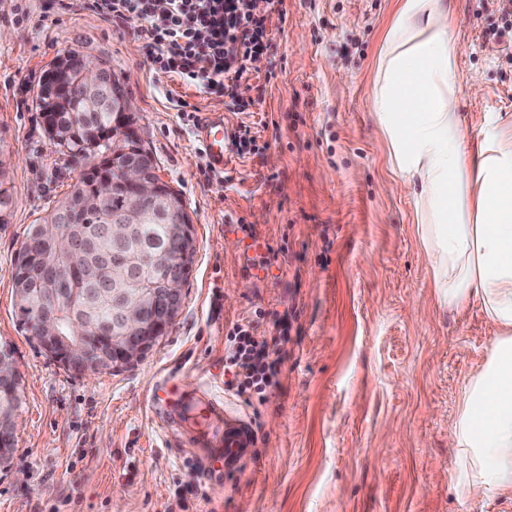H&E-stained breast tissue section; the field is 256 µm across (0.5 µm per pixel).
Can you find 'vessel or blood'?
Here are the masks:
<instances>
[{"instance_id":"vessel-or-blood-1","label":"vessel or blood","mask_w":512,"mask_h":512,"mask_svg":"<svg viewBox=\"0 0 512 512\" xmlns=\"http://www.w3.org/2000/svg\"><path fill=\"white\" fill-rule=\"evenodd\" d=\"M199 132L205 142L207 160L217 169L224 166V138L226 129L220 114L210 113L200 124ZM198 393L203 400L199 410L202 431L198 442L211 448L212 456L205 462L206 474L244 462L254 443V433L245 422L228 417L224 400L216 395L211 381L202 382ZM186 395L177 384L166 381L156 387L152 405L161 429L169 435L182 432V409Z\"/></svg>"}]
</instances>
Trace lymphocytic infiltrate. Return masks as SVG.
Here are the masks:
<instances>
[{
	"mask_svg": "<svg viewBox=\"0 0 512 512\" xmlns=\"http://www.w3.org/2000/svg\"><path fill=\"white\" fill-rule=\"evenodd\" d=\"M104 20L132 24L152 65L239 107L237 83L268 49L265 21L275 0H85ZM280 358L252 326L235 325L225 342L224 370L237 396L264 395Z\"/></svg>",
	"mask_w": 512,
	"mask_h": 512,
	"instance_id": "obj_1",
	"label": "lymphocytic infiltrate"
}]
</instances>
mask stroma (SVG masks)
<instances>
[{"label": "stroma", "instance_id": "stroma-1", "mask_svg": "<svg viewBox=\"0 0 512 512\" xmlns=\"http://www.w3.org/2000/svg\"><path fill=\"white\" fill-rule=\"evenodd\" d=\"M395 0H281L269 50L241 81L245 110L152 66L133 25L75 0L0 9V142L14 198L0 224V345L21 371L0 512H512V490L476 494L449 443L464 387L497 328L480 302L449 311L388 164L369 98ZM497 0H448L457 110L478 142L512 121V52ZM107 63L160 179L180 193L197 253L184 305L138 366L66 371L19 326L12 273L30 224L83 166L49 140L35 98L68 51ZM221 113L224 167L175 108ZM248 126L255 146L235 142ZM287 329H280V321ZM252 324L282 355L264 398H233L255 433L245 465L211 485L197 448L164 438L150 403L175 376L193 392L223 374L224 341Z\"/></svg>", "mask_w": 512, "mask_h": 512}]
</instances>
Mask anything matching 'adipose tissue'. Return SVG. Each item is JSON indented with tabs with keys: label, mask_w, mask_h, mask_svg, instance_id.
<instances>
[{
	"label": "adipose tissue",
	"mask_w": 512,
	"mask_h": 512,
	"mask_svg": "<svg viewBox=\"0 0 512 512\" xmlns=\"http://www.w3.org/2000/svg\"><path fill=\"white\" fill-rule=\"evenodd\" d=\"M446 0H398L370 96L393 173L416 186L437 303L479 300L498 327L467 382L450 443L473 491L512 488V125L470 147L456 110Z\"/></svg>",
	"instance_id": "1"
}]
</instances>
